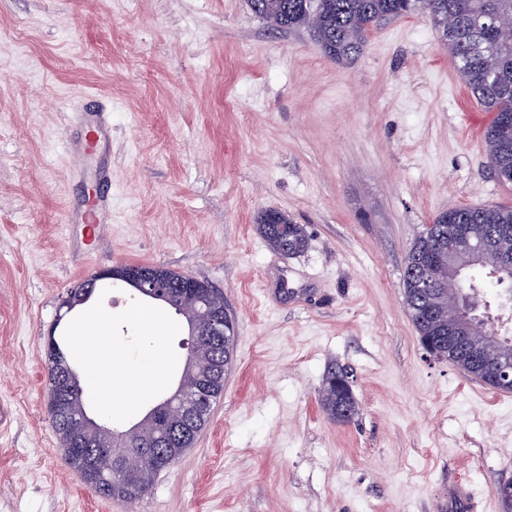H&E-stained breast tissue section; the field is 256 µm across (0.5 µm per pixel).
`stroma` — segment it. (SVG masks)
I'll use <instances>...</instances> for the list:
<instances>
[{"label": "stroma", "mask_w": 512, "mask_h": 512, "mask_svg": "<svg viewBox=\"0 0 512 512\" xmlns=\"http://www.w3.org/2000/svg\"><path fill=\"white\" fill-rule=\"evenodd\" d=\"M112 123V222L67 223L96 190L65 143L85 97ZM492 119L422 14L372 28L340 64L245 0H0V512H499L512 393L428 358L403 292L423 225L512 207L487 155ZM303 225L275 252L262 211ZM184 272L224 295L234 364L208 424L139 501L105 499L65 462L46 409L45 342L68 290L101 269ZM145 308L152 329L129 321ZM162 377L114 409L122 431L173 393L186 320L131 287L85 309ZM345 368L360 412L332 419ZM283 222L287 228L286 235L279 231V225L274 223ZM260 235L268 241L273 250L283 253L288 250V255H294L302 252L307 245V238L303 227L300 224H292L288 218L282 213L269 209L260 215L258 222ZM348 378L344 369L332 367L325 377L321 390V403L323 409L333 418L341 421H350L358 412V405L350 385L345 384ZM346 407L348 415H344L341 409Z\"/></svg>", "instance_id": "obj_1"}]
</instances>
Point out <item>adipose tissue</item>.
I'll return each instance as SVG.
<instances>
[{
    "instance_id": "ef3b65f1",
    "label": "adipose tissue",
    "mask_w": 512,
    "mask_h": 512,
    "mask_svg": "<svg viewBox=\"0 0 512 512\" xmlns=\"http://www.w3.org/2000/svg\"><path fill=\"white\" fill-rule=\"evenodd\" d=\"M110 325L109 316L98 315L76 332L93 400L107 415L115 406L132 405L145 397L147 382L160 371L156 349L147 350L141 359H132L122 346L112 342Z\"/></svg>"
}]
</instances>
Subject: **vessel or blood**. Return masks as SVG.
<instances>
[{
  "label": "vessel or blood",
  "instance_id": "vessel-or-blood-1",
  "mask_svg": "<svg viewBox=\"0 0 512 512\" xmlns=\"http://www.w3.org/2000/svg\"><path fill=\"white\" fill-rule=\"evenodd\" d=\"M70 124L80 129L81 136L72 140L70 152L77 161H85L87 156L97 159L95 175L99 184H107L112 180L109 162L110 127L102 109L95 105L84 104L70 112ZM69 222L88 227L91 236H99L106 224L112 221V209L107 196H99L92 208L72 207L68 214Z\"/></svg>",
  "mask_w": 512,
  "mask_h": 512
}]
</instances>
